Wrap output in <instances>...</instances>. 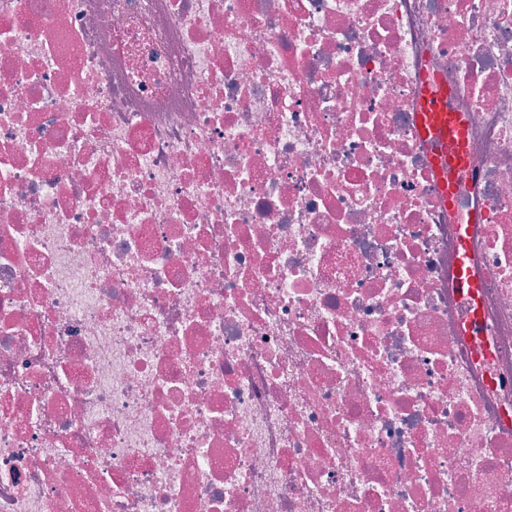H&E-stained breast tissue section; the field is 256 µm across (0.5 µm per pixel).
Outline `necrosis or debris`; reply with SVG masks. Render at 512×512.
I'll return each mask as SVG.
<instances>
[{
	"label": "necrosis or debris",
	"instance_id": "1",
	"mask_svg": "<svg viewBox=\"0 0 512 512\" xmlns=\"http://www.w3.org/2000/svg\"><path fill=\"white\" fill-rule=\"evenodd\" d=\"M0 512H512V0H0ZM447 91L434 88L427 93L422 112H419L418 135L423 141L441 144L442 153L436 156L438 188L448 196V170L465 162V131L461 116L447 110Z\"/></svg>",
	"mask_w": 512,
	"mask_h": 512
}]
</instances>
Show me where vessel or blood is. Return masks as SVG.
Returning a JSON list of instances; mask_svg holds the SVG:
<instances>
[{
    "label": "vessel or blood",
    "mask_w": 512,
    "mask_h": 512,
    "mask_svg": "<svg viewBox=\"0 0 512 512\" xmlns=\"http://www.w3.org/2000/svg\"><path fill=\"white\" fill-rule=\"evenodd\" d=\"M418 135L422 140L441 145L435 159L440 191L448 189V172L465 162V131L461 116L447 110V92L441 88L429 90L419 114Z\"/></svg>",
    "instance_id": "obj_1"
}]
</instances>
